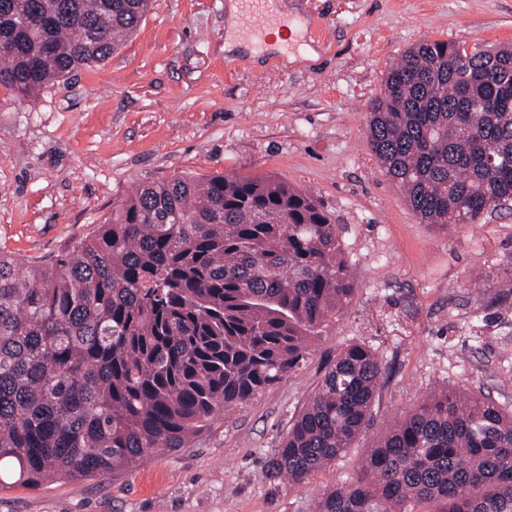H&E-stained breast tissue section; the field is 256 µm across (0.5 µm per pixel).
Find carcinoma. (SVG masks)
<instances>
[{"label": "carcinoma", "instance_id": "obj_1", "mask_svg": "<svg viewBox=\"0 0 512 512\" xmlns=\"http://www.w3.org/2000/svg\"><path fill=\"white\" fill-rule=\"evenodd\" d=\"M151 0H0V85L26 102L105 61ZM368 117L386 175L423 224L512 204V48L423 41ZM354 288L317 199L270 175L146 181L64 252L0 253V486L129 468L302 366ZM385 366L351 342L266 462L303 485L354 447ZM512 512V408L431 392L315 512Z\"/></svg>", "mask_w": 512, "mask_h": 512}]
</instances>
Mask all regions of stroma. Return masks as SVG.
I'll use <instances>...</instances> for the list:
<instances>
[{
    "label": "stroma",
    "mask_w": 512,
    "mask_h": 512,
    "mask_svg": "<svg viewBox=\"0 0 512 512\" xmlns=\"http://www.w3.org/2000/svg\"><path fill=\"white\" fill-rule=\"evenodd\" d=\"M303 33L286 53L228 54L231 0H153L98 67L34 103L0 86V252L59 254L143 181L259 174L312 193L335 224L351 302L306 363L216 415L186 448L89 479L0 489V512H311L368 445L434 388L512 406V209L421 223L367 133L388 70L421 41L512 46V0H277ZM351 342L388 366L355 448L305 484L262 479Z\"/></svg>",
    "instance_id": "35a3bbf8"
}]
</instances>
